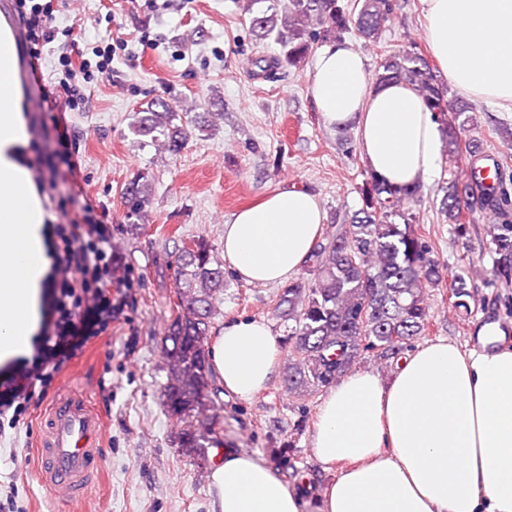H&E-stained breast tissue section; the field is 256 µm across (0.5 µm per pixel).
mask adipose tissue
<instances>
[{"mask_svg":"<svg viewBox=\"0 0 512 512\" xmlns=\"http://www.w3.org/2000/svg\"><path fill=\"white\" fill-rule=\"evenodd\" d=\"M425 36L441 72L467 97L512 108V0H421ZM324 125L356 130L370 172L396 187L423 186L441 169L444 134L408 85L375 84L363 55L346 41L323 44L308 75ZM18 48L0 15V370L29 357L42 318L51 215L23 162ZM319 198L276 189L224 224V261L238 279L281 284L316 246ZM462 350L440 339L398 359L390 379L345 374L323 396L311 453L337 474L317 512H512V348L477 334ZM281 351L262 318L225 321L209 367L225 394L242 401L264 390ZM210 512H305L303 489L260 456L225 450L210 472Z\"/></svg>","mask_w":512,"mask_h":512,"instance_id":"adipose-tissue-1","label":"adipose tissue"}]
</instances>
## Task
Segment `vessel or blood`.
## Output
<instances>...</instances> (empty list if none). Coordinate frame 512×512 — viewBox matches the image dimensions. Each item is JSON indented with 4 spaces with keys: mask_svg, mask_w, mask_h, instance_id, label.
Here are the masks:
<instances>
[{
    "mask_svg": "<svg viewBox=\"0 0 512 512\" xmlns=\"http://www.w3.org/2000/svg\"><path fill=\"white\" fill-rule=\"evenodd\" d=\"M466 179L494 190L497 164L463 159ZM102 419L83 390L69 388L51 399L36 439V472L40 483L63 505L76 507L91 496L103 472Z\"/></svg>",
    "mask_w": 512,
    "mask_h": 512,
    "instance_id": "1",
    "label": "vessel or blood"
}]
</instances>
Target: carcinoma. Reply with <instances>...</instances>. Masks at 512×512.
I'll use <instances>...</instances> for the list:
<instances>
[{"label": "carcinoma", "instance_id": "cac0c4a2", "mask_svg": "<svg viewBox=\"0 0 512 512\" xmlns=\"http://www.w3.org/2000/svg\"><path fill=\"white\" fill-rule=\"evenodd\" d=\"M276 2L268 6L272 13L263 11L251 19L256 36L263 39L274 33L284 49L272 64L255 60L265 72L298 66L320 39L353 32L375 42L396 9L394 0H362L359 7L343 0H289L281 10ZM373 80L404 82L419 93L445 130L450 160L485 152L483 140L467 135L475 123L472 104L448 99L447 84L417 47L385 56ZM132 132L160 143L173 157L188 141L186 128L173 123V112L164 101L137 113ZM149 192L150 184L139 179L126 186L122 199L128 218L143 220ZM443 192L441 213L461 239L476 210L504 213L512 204L504 188L493 197L476 194L461 172L453 173ZM418 194L417 187H392L369 176L362 187L363 206L346 216L341 230L318 245L306 261L310 279L280 289L274 313L287 323L282 343L288 349L284 383L289 393L312 396L344 376L362 354L393 359L410 340L430 329L425 295L441 283V269L431 256L426 233L411 224L407 205ZM489 235L492 284H511L512 220L492 225ZM173 280L177 302L161 341L167 361L163 404L179 427L185 455L202 459L216 433L217 416L209 417L205 426L198 418L209 408L201 392L211 390L208 340L224 294V269L205 238L178 250ZM448 292L455 308L468 310L470 291L464 276L452 279Z\"/></svg>", "mask_w": 512, "mask_h": 512}]
</instances>
